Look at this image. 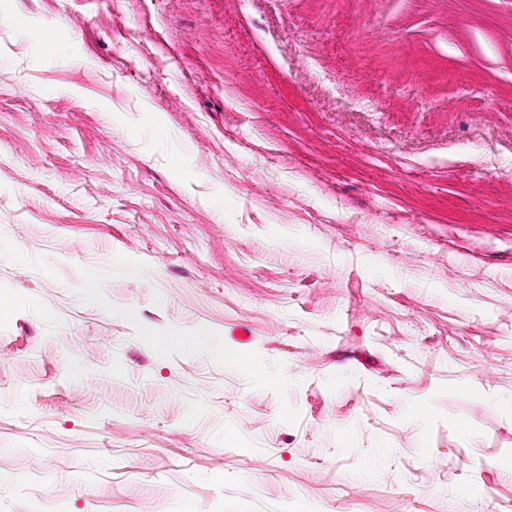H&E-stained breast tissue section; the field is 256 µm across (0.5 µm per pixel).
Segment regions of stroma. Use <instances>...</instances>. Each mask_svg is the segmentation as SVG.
Here are the masks:
<instances>
[{
	"mask_svg": "<svg viewBox=\"0 0 512 512\" xmlns=\"http://www.w3.org/2000/svg\"><path fill=\"white\" fill-rule=\"evenodd\" d=\"M0 303V512H512V0H0ZM177 341L183 347L191 350L210 348L215 353L224 356V342L216 336L202 332L189 333L185 336H178Z\"/></svg>",
	"mask_w": 512,
	"mask_h": 512,
	"instance_id": "obj_1",
	"label": "stroma"
}]
</instances>
